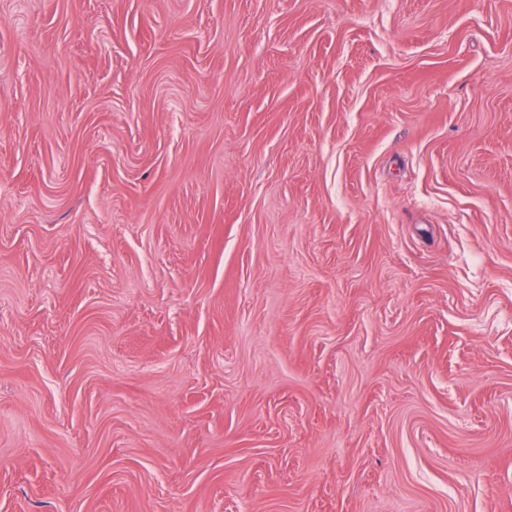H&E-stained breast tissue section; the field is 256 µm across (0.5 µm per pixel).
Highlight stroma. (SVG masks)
<instances>
[{
  "instance_id": "stroma-1",
  "label": "stroma",
  "mask_w": 512,
  "mask_h": 512,
  "mask_svg": "<svg viewBox=\"0 0 512 512\" xmlns=\"http://www.w3.org/2000/svg\"><path fill=\"white\" fill-rule=\"evenodd\" d=\"M0 512H512V0H0Z\"/></svg>"
}]
</instances>
